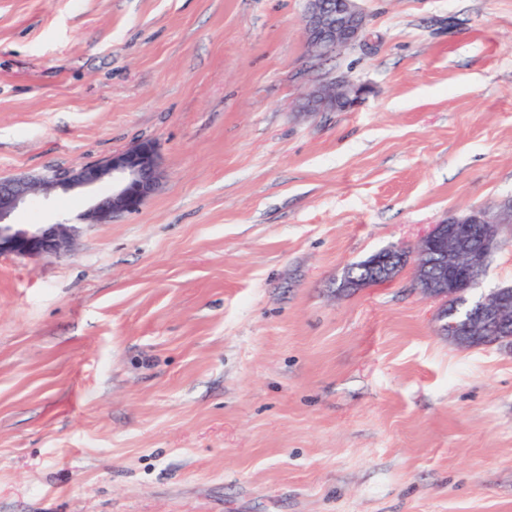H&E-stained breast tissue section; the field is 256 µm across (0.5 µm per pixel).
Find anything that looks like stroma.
<instances>
[{
    "instance_id": "stroma-1",
    "label": "stroma",
    "mask_w": 512,
    "mask_h": 512,
    "mask_svg": "<svg viewBox=\"0 0 512 512\" xmlns=\"http://www.w3.org/2000/svg\"><path fill=\"white\" fill-rule=\"evenodd\" d=\"M306 0H0V175L153 140L139 212L86 196L0 257V512H512V347L352 264L512 195V0H360L314 57ZM348 77L356 110L301 112Z\"/></svg>"
}]
</instances>
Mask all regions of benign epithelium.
<instances>
[{"mask_svg":"<svg viewBox=\"0 0 512 512\" xmlns=\"http://www.w3.org/2000/svg\"><path fill=\"white\" fill-rule=\"evenodd\" d=\"M308 44L324 53L357 43L365 29V15L357 0H306L302 20ZM367 89L343 79L332 89L316 87L299 103L303 112L350 111ZM160 149L153 140L137 141L126 150L74 170L51 176L24 174L0 178V256L36 259L71 250L73 229L66 224H14L12 215L33 195L53 192H102L84 214L88 224H110L115 216L135 213L158 191ZM512 197L491 207H474L451 216L431 229L411 249L379 252L377 274L391 275L407 263L415 271V285L428 299L448 301L460 288H475L486 273L489 260L505 240L512 239ZM440 332L448 339L470 346L473 334L482 333L488 344L512 339V286L481 295L469 319L455 333L448 332L439 313Z\"/></svg>","mask_w":512,"mask_h":512,"instance_id":"benign-epithelium-1","label":"benign epithelium"}]
</instances>
